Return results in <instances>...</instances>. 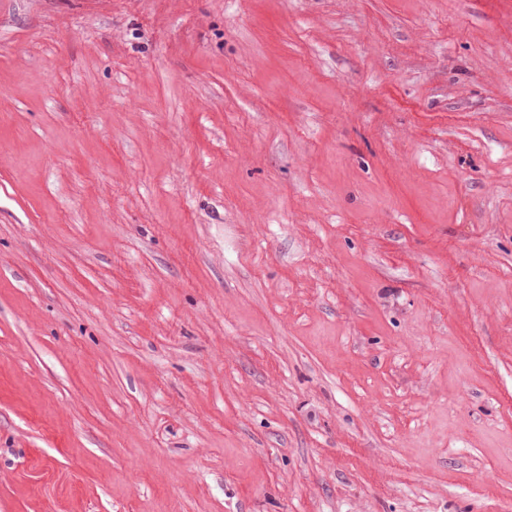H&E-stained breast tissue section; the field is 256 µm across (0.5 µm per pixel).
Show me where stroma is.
I'll return each instance as SVG.
<instances>
[{
  "label": "stroma",
  "mask_w": 512,
  "mask_h": 512,
  "mask_svg": "<svg viewBox=\"0 0 512 512\" xmlns=\"http://www.w3.org/2000/svg\"><path fill=\"white\" fill-rule=\"evenodd\" d=\"M0 512H512V0H0Z\"/></svg>",
  "instance_id": "1"
}]
</instances>
